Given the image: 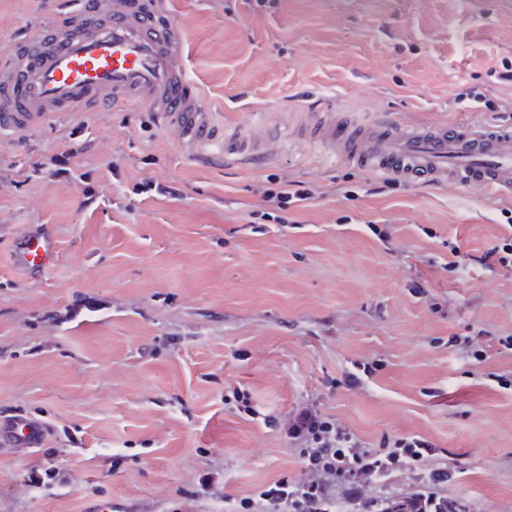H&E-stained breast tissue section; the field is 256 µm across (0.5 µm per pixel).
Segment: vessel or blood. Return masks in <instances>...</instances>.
Masks as SVG:
<instances>
[{
	"label": "vessel or blood",
	"instance_id": "vessel-or-blood-1",
	"mask_svg": "<svg viewBox=\"0 0 512 512\" xmlns=\"http://www.w3.org/2000/svg\"><path fill=\"white\" fill-rule=\"evenodd\" d=\"M180 36L159 18L156 0H113L76 8L32 31L0 60V137L29 130L54 112L137 103L160 113L182 143L220 142L225 158L254 161L259 143L237 129L216 135L196 84L178 64ZM299 135L329 154L407 184L467 187L512 194V126L462 123L407 125L391 117L355 121L329 105L313 108ZM51 233L14 247L15 263L32 274L56 260ZM45 426L23 414L0 419V445L41 447Z\"/></svg>",
	"mask_w": 512,
	"mask_h": 512
}]
</instances>
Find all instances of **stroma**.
Here are the masks:
<instances>
[{"mask_svg": "<svg viewBox=\"0 0 512 512\" xmlns=\"http://www.w3.org/2000/svg\"><path fill=\"white\" fill-rule=\"evenodd\" d=\"M73 0H0V53ZM216 128L263 162L189 150L140 105L53 114L0 139V418L49 427L0 446V512H233L297 455L273 427L298 401L365 441L419 434L454 464L448 495L512 512V270L482 256L512 195L398 183L309 146V110L512 125V0H158ZM71 152L87 185L52 176ZM152 179L173 194H135ZM313 199L264 218L270 181ZM386 229L381 242L370 225ZM58 260L29 275L18 239ZM465 263L449 270L451 245ZM424 294H415L414 282ZM472 337L474 362L449 346ZM375 364L359 390L355 364ZM247 393L252 412L233 402ZM53 458L61 482L34 488ZM214 477L212 494L199 482ZM221 148L224 152V160L254 161L263 157L260 144L252 136L234 128H224ZM56 258L53 237L45 229L27 235L14 246L15 263L30 274L43 273Z\"/></svg>", "mask_w": 512, "mask_h": 512, "instance_id": "35a3bbf8", "label": "stroma"}]
</instances>
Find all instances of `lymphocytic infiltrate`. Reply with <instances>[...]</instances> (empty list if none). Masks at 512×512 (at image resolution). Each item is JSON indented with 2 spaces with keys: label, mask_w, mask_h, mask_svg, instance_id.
Returning <instances> with one entry per match:
<instances>
[{
  "label": "lymphocytic infiltrate",
  "mask_w": 512,
  "mask_h": 512,
  "mask_svg": "<svg viewBox=\"0 0 512 512\" xmlns=\"http://www.w3.org/2000/svg\"><path fill=\"white\" fill-rule=\"evenodd\" d=\"M277 426L298 451L303 476L278 478L240 499L235 512H468L444 493L451 469L424 436H389L373 448L310 398ZM399 473L410 474L411 489L390 487Z\"/></svg>",
  "instance_id": "lymphocytic-infiltrate-1"
}]
</instances>
